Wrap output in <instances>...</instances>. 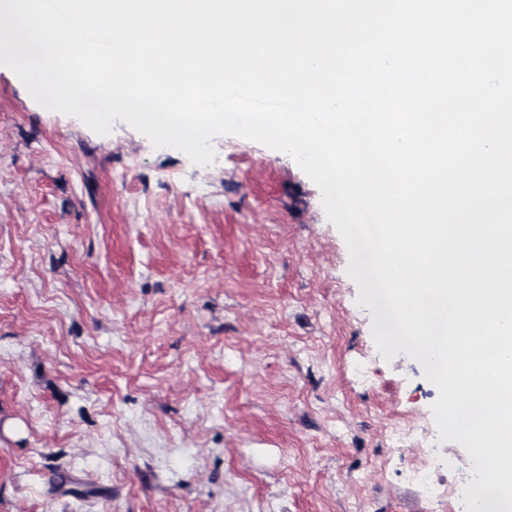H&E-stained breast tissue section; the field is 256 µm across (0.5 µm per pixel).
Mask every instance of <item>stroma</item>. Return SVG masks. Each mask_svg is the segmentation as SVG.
<instances>
[{
	"instance_id": "obj_1",
	"label": "stroma",
	"mask_w": 512,
	"mask_h": 512,
	"mask_svg": "<svg viewBox=\"0 0 512 512\" xmlns=\"http://www.w3.org/2000/svg\"><path fill=\"white\" fill-rule=\"evenodd\" d=\"M212 146L97 134L0 65V512H450L396 430L443 486L469 455L379 352L319 188ZM423 463L421 466L412 470L411 480L422 485L426 490V496L430 499L443 500L448 496L449 499L463 500L464 489L469 482L477 478L472 474L473 464L466 470L459 484L449 490L442 488L432 479L433 471L436 468V455L432 448H423Z\"/></svg>"
}]
</instances>
